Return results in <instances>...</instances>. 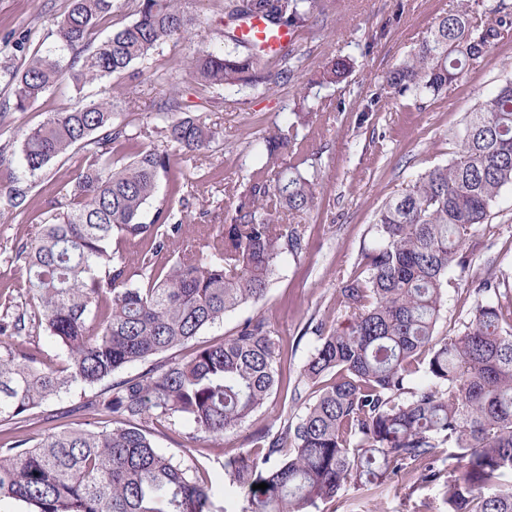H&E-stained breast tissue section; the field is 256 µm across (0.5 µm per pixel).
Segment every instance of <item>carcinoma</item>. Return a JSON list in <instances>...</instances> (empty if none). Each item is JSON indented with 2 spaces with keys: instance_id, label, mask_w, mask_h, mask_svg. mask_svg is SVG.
I'll use <instances>...</instances> for the list:
<instances>
[{
  "instance_id": "carcinoma-1",
  "label": "carcinoma",
  "mask_w": 512,
  "mask_h": 512,
  "mask_svg": "<svg viewBox=\"0 0 512 512\" xmlns=\"http://www.w3.org/2000/svg\"><path fill=\"white\" fill-rule=\"evenodd\" d=\"M135 19L94 48L89 36L110 20L117 0H69L54 44L11 74L23 112L63 79L101 85L26 133L22 166L31 174L66 156L74 184L55 199L48 223L21 247L28 305L8 323L15 342L0 345V502L28 512H212L211 487L183 460L160 452L156 426L181 420L195 437L217 440L262 408L282 382L283 345L262 316L189 358L167 351L192 341L240 306L261 302L279 259L307 249L304 230L286 218L316 206L317 172L293 113L288 129L262 137L248 176L231 193L223 224L201 248L183 246V210L156 209L145 221L160 175L198 157L215 131L171 97L150 131L163 149L127 131L112 102L114 76L147 65L162 45L185 39L192 18L183 0H132ZM333 0H224L222 53L196 50L194 81L214 90L277 88L298 71L294 41L272 55L246 43L241 23L261 19L294 33L326 16ZM472 20L460 0L377 84L358 116L362 126L386 99L448 93L512 28L504 0H481ZM351 59L322 66L320 83L348 78ZM460 151L416 174L377 211L371 241L336 289L344 321L317 323L316 346L300 371L315 388L297 418L254 434L261 455L239 451L224 471L245 491V512H316L354 487L366 495L400 475L443 486L448 512H512V290L508 274L471 281L474 303L449 336L438 334L448 272L470 268L467 244L502 190L512 186V80L477 101L457 132ZM125 161L111 159L116 149ZM23 194L0 193V215L20 212ZM180 244L175 260L166 257ZM44 335L58 352L31 347ZM144 364L134 376L119 373ZM422 381L414 383L417 375ZM74 385L95 389L80 409L86 427L35 439L21 432L36 411ZM260 483L267 484L262 490Z\"/></svg>"
}]
</instances>
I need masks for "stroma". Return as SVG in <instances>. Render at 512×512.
Segmentation results:
<instances>
[{
    "instance_id": "obj_1",
    "label": "stroma",
    "mask_w": 512,
    "mask_h": 512,
    "mask_svg": "<svg viewBox=\"0 0 512 512\" xmlns=\"http://www.w3.org/2000/svg\"><path fill=\"white\" fill-rule=\"evenodd\" d=\"M222 4L223 0H187L186 9L197 22L186 39L164 45L148 67L129 69L113 77L111 84L117 100L135 102L134 111L126 115L130 132L156 124V111L175 86L192 111L201 114L215 131L216 139L203 155L217 187L186 184L179 193L188 201L185 223L194 238L202 226L219 225L227 199L225 190L245 177L264 131L277 124L287 125L289 112L300 102H308L314 109L310 123L298 130L310 144L312 162L320 173L318 207L297 219L305 231L306 253L279 260L262 302L242 305L195 339L199 345L217 343L234 334L246 319L265 317L283 339L282 387L245 424L225 433L219 446L192 439L188 426L180 420L159 426L155 435L162 452L198 467L211 480L216 512H241L245 495L224 473L225 453L250 450L253 434L271 426L284 406L290 405L293 388L309 395V388L299 387L298 382L315 344L310 323L323 321L331 326L343 321L336 290L357 263L376 211L398 195L412 176L448 161L459 149L455 132L466 113L479 97L512 79V30L495 41L480 63L469 68L445 97L426 101L420 109L409 100L381 102L371 122L362 126L357 115L382 75L421 42L456 0H336L324 23L297 30L295 41L302 62L290 82L269 92L259 87L216 94L187 78L182 63L200 48L223 50L219 35ZM67 5L68 0H0V186L24 190L27 203L22 218L0 217V318L6 306L22 304L26 299V272L23 262L15 258L17 250L36 237L59 187L73 177V168L63 156L43 171L29 174L19 161L21 139L52 113L69 110L77 100L90 102L99 97V84L78 91L64 82L26 111L14 109L9 71L23 69L34 52L47 47L46 34ZM336 55L352 59L351 74L342 83L319 85L323 63ZM167 71L176 73L175 84L161 80V73ZM179 178L175 171L161 176L147 214L174 203L179 195H172L171 187ZM490 221L497 227L495 234L477 233L469 243L473 258L470 269L450 274L454 286L448 291L439 325L441 335L451 334L466 318L473 302L466 292L472 279L498 269L512 271V187L502 191ZM91 394V389L78 385L48 401L41 418L28 425V435L37 437L53 427L85 423L87 416L80 405ZM319 512H447V506L440 485L405 475L369 500L356 489L342 491L335 499L321 503Z\"/></svg>"
}]
</instances>
